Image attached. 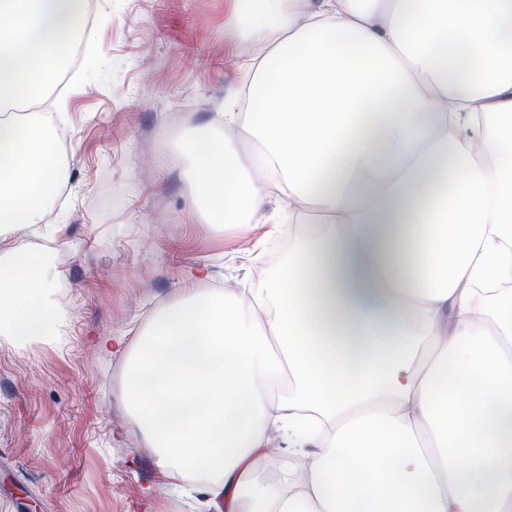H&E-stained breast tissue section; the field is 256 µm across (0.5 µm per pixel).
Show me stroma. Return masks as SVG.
<instances>
[{"label": "stroma", "instance_id": "35a3bbf8", "mask_svg": "<svg viewBox=\"0 0 512 512\" xmlns=\"http://www.w3.org/2000/svg\"><path fill=\"white\" fill-rule=\"evenodd\" d=\"M226 0H98L80 59L40 107L66 133L69 187L40 227L0 232V251L43 257L56 335L0 336V512H217L176 492L130 422L126 362L162 306L193 288L265 278L260 230L209 222L193 200L192 136H220L250 45L224 36Z\"/></svg>", "mask_w": 512, "mask_h": 512}]
</instances>
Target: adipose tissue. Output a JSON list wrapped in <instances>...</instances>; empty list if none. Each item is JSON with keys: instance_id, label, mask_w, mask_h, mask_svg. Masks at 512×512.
I'll use <instances>...</instances> for the list:
<instances>
[{"instance_id": "ef3b65f1", "label": "adipose tissue", "mask_w": 512, "mask_h": 512, "mask_svg": "<svg viewBox=\"0 0 512 512\" xmlns=\"http://www.w3.org/2000/svg\"><path fill=\"white\" fill-rule=\"evenodd\" d=\"M250 107L194 160L213 223L305 225L271 282L198 289L125 347L131 420L224 512H512V0H231ZM89 0H0V105L42 96ZM255 143L250 154L240 144ZM44 113L0 120V223L53 208ZM0 256V334L54 335ZM305 449L272 492L270 433Z\"/></svg>"}]
</instances>
